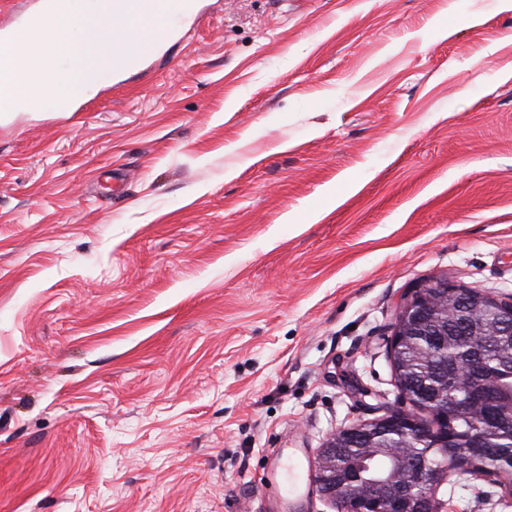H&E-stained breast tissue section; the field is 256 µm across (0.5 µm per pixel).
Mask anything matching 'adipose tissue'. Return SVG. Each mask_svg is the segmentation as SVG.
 <instances>
[{"mask_svg":"<svg viewBox=\"0 0 512 512\" xmlns=\"http://www.w3.org/2000/svg\"><path fill=\"white\" fill-rule=\"evenodd\" d=\"M56 11L46 17L41 27L24 34L25 42L37 41L49 46V59L38 68L19 67L12 48L0 47V75L5 83L0 86V104L10 106L24 99L38 107L50 106L54 101L71 97L75 84L83 76L81 49L84 41L93 36L97 27L110 28L126 23L135 40L153 37L161 28L160 20L122 19L105 14L97 26H90L80 8L84 0H58Z\"/></svg>","mask_w":512,"mask_h":512,"instance_id":"1","label":"adipose tissue"}]
</instances>
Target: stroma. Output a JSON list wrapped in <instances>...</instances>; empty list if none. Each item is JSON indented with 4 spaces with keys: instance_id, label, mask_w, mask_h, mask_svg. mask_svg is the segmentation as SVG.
<instances>
[{
    "instance_id": "stroma-1",
    "label": "stroma",
    "mask_w": 512,
    "mask_h": 512,
    "mask_svg": "<svg viewBox=\"0 0 512 512\" xmlns=\"http://www.w3.org/2000/svg\"><path fill=\"white\" fill-rule=\"evenodd\" d=\"M202 6L83 111L0 112V512H281L275 459L337 512L316 453L400 406L410 289L512 296V9Z\"/></svg>"
}]
</instances>
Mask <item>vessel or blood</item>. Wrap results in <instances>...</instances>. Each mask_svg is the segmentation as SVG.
Returning <instances> with one entry per match:
<instances>
[{
	"label": "vessel or blood",
	"mask_w": 512,
	"mask_h": 512,
	"mask_svg": "<svg viewBox=\"0 0 512 512\" xmlns=\"http://www.w3.org/2000/svg\"><path fill=\"white\" fill-rule=\"evenodd\" d=\"M54 0H34L33 9L15 14L11 27H0V41L12 42L23 32L38 29L51 11ZM113 12L136 18L160 17L164 20L161 35L142 41L135 53H127L126 30L100 29L97 38L84 48V66L88 75L85 87L79 88L71 101L60 104L63 112H77L93 91L111 85L117 75L140 66L156 56L164 45L180 34L183 26L196 21L201 13L200 0H112Z\"/></svg>",
	"instance_id": "1"
}]
</instances>
